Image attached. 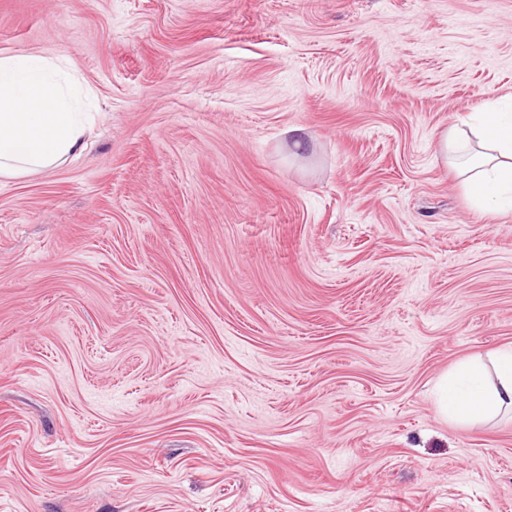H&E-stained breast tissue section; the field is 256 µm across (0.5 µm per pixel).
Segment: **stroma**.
Wrapping results in <instances>:
<instances>
[{
  "mask_svg": "<svg viewBox=\"0 0 512 512\" xmlns=\"http://www.w3.org/2000/svg\"><path fill=\"white\" fill-rule=\"evenodd\" d=\"M30 53L89 118L0 174V512H512V413L433 395L512 348V212L436 152L512 0H0Z\"/></svg>",
  "mask_w": 512,
  "mask_h": 512,
  "instance_id": "stroma-1",
  "label": "stroma"
}]
</instances>
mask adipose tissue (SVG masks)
Masks as SVG:
<instances>
[{"instance_id":"ef3b65f1","label":"adipose tissue","mask_w":512,"mask_h":512,"mask_svg":"<svg viewBox=\"0 0 512 512\" xmlns=\"http://www.w3.org/2000/svg\"><path fill=\"white\" fill-rule=\"evenodd\" d=\"M83 91L54 59L37 54L0 57V171L47 168L82 147ZM437 152L457 168L472 208L512 212V113L486 106L467 126L441 131ZM512 409V349L489 363H462L436 384L437 414L479 422Z\"/></svg>"}]
</instances>
